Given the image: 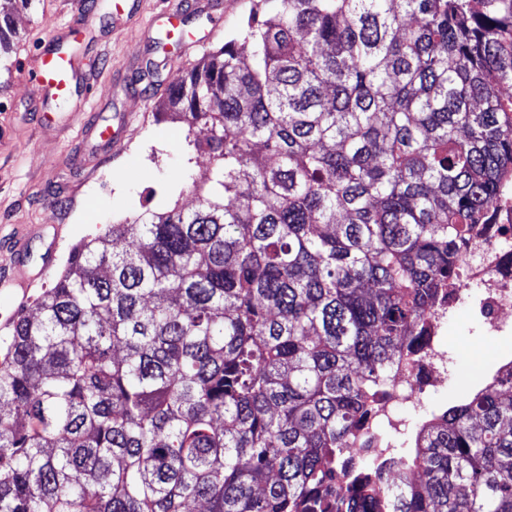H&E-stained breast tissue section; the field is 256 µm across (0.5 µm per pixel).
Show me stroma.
I'll use <instances>...</instances> for the list:
<instances>
[{
  "instance_id": "35a3bbf8",
  "label": "stroma",
  "mask_w": 512,
  "mask_h": 512,
  "mask_svg": "<svg viewBox=\"0 0 512 512\" xmlns=\"http://www.w3.org/2000/svg\"><path fill=\"white\" fill-rule=\"evenodd\" d=\"M99 2L100 9L91 13L80 0H20L13 12L18 33L0 54L10 65L0 74V268L11 261L6 239L22 237L34 224L63 225L66 240L40 283L44 289L80 240L108 234L147 208L194 206L191 181L203 177L208 162L188 150L185 123L157 118L161 96L156 89L178 76L171 60L182 54L185 39L197 42L187 63L192 69L240 36L253 9V0H221V9L188 13L183 34L161 39L149 26L161 22L170 0H128L121 13L115 0ZM216 21L221 30L215 34ZM63 27L77 32L71 48L83 63L69 105L104 124L129 125L118 158L99 160L98 138L80 126L48 132L34 121L40 95L28 75ZM441 343L448 353V377L426 387L420 406L400 408L404 433L398 439L404 446H411L416 426L433 411L477 388L497 356L512 355L511 332L490 331L458 305L448 311Z\"/></svg>"
}]
</instances>
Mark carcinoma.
Listing matches in <instances>:
<instances>
[{
	"instance_id": "obj_1",
	"label": "carcinoma",
	"mask_w": 512,
	"mask_h": 512,
	"mask_svg": "<svg viewBox=\"0 0 512 512\" xmlns=\"http://www.w3.org/2000/svg\"><path fill=\"white\" fill-rule=\"evenodd\" d=\"M512 0H258L163 112L197 204L83 240L0 361V512H512V370L351 454L512 175Z\"/></svg>"
}]
</instances>
